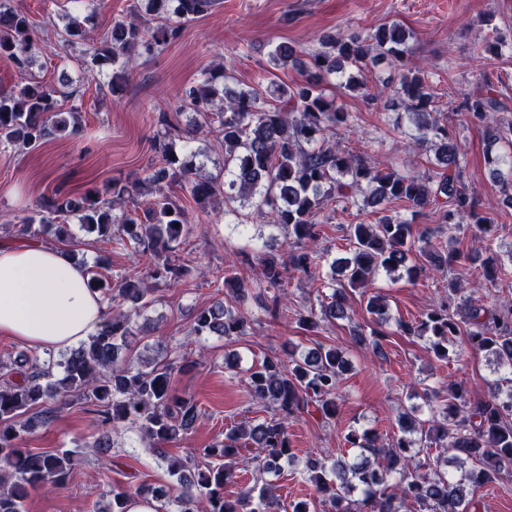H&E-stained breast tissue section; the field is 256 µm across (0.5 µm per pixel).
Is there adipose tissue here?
I'll return each instance as SVG.
<instances>
[{
  "instance_id": "ef3b65f1",
  "label": "adipose tissue",
  "mask_w": 512,
  "mask_h": 512,
  "mask_svg": "<svg viewBox=\"0 0 512 512\" xmlns=\"http://www.w3.org/2000/svg\"><path fill=\"white\" fill-rule=\"evenodd\" d=\"M88 281L86 268L57 247L0 244V335L39 351L87 340L108 316Z\"/></svg>"
}]
</instances>
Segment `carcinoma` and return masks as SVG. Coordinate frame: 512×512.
Instances as JSON below:
<instances>
[{"label": "carcinoma", "instance_id": "cac0c4a2", "mask_svg": "<svg viewBox=\"0 0 512 512\" xmlns=\"http://www.w3.org/2000/svg\"><path fill=\"white\" fill-rule=\"evenodd\" d=\"M217 0H145L131 10L126 20H116L93 48L92 63L117 70L112 93L123 91L134 59L179 37L182 26L211 11ZM410 34L392 23L366 33L325 35L320 48L306 52L279 44L270 53L275 66H292L309 77L291 84L279 83L270 91L277 104L265 105L253 89L232 90L228 75L208 72L195 85L185 88L182 100L200 120L216 115L223 133L224 184L200 174L202 166L184 160L176 142L187 149L191 138L177 117L164 113L154 142L159 165L137 181L112 180L111 197L105 200L88 191L71 197L57 190L23 219L25 232L34 236L51 232L59 241L71 238L67 219L74 217L83 230L119 250L139 251L151 257L146 272L138 277L104 278L89 271L91 287L110 303L142 309L157 301V292L190 272L178 254L188 232L187 210L168 195L176 185L202 205L222 195L224 213L247 224L251 213L266 217L271 226L284 231L288 249L284 255L270 253L260 259L255 281L238 276L236 263L224 267L228 299H218L197 310L189 335H248L250 316L244 304L252 290L272 292L269 315L288 310L284 293L286 273L316 274L327 257L322 246V225L328 223V207L341 210L361 206L403 204L415 214L431 207L440 211L443 224L462 227L470 240L482 245L470 251L455 246L443 249L418 247L424 236L414 225L387 213L374 223L348 224L343 228L349 256L332 266L340 287L333 289L319 310L295 311L297 326L312 335L323 324L351 320L348 298L357 288H366L381 273L416 281L426 269L450 270L467 260L481 261L482 277L492 282L505 267L504 260L487 242L494 235V218L482 212L465 183L461 160L464 149L456 136L434 116L435 95L425 72L411 65ZM36 47L32 24L0 0V58L29 70L30 52ZM377 57L389 59L400 71L399 87L391 92L369 91L364 76L368 63ZM339 76L350 91H362L369 105L401 109L407 126L399 133L418 144H428L434 153L435 171L427 177L401 174L383 166L380 142L361 148L343 144L338 132L355 126V116L336 103L323 82ZM487 89L473 91L458 105L469 122L484 129L489 145L512 137V126L499 127L493 114L504 109L499 95ZM58 86H49L33 76L9 91L0 92V147L27 150L50 138L79 137L82 127L76 112L60 110ZM193 122L196 132L202 123ZM146 185L151 199L141 210H130L139 186ZM457 282L448 280L441 302L420 319L398 321L406 336L424 339L438 358L448 357L451 339L467 332L469 346L495 358L502 375L490 382L484 397L471 401L462 385L448 381L443 397L424 394L431 417L413 416L418 407L399 418V435L391 446L379 443L378 435L352 428L345 442L357 449L349 458L331 459L310 453L303 474L330 505L329 512H401L408 501L415 512H478L469 497V487L491 483L512 473V304L495 308L473 295L461 296ZM366 311L374 316L370 333L353 326L354 342L381 351L390 319L389 305L380 294L367 299ZM136 335L131 314L120 309L100 331L69 349L57 361L42 360L25 352L0 361V512H22L32 488L55 490L67 485L81 462L77 448L32 452L19 447L25 434L53 419L52 404L71 398L99 406L100 433L95 447H112L111 430L116 424L138 428L152 441L167 462L171 481L139 487L135 493L113 489L108 507L96 512H127V499L137 495L156 502V512H278L276 487L268 481L246 488L239 496H224V485L234 481L238 469L277 475L282 463L294 461L288 425L303 413L315 412L330 424L338 411V389L350 364L336 345L318 343L311 348L291 345L288 359L267 355L247 370L251 399L271 417L242 422L230 428L224 439L197 449L198 462L170 456L166 445L182 440L199 417L195 400L175 395L173 374L193 366L189 361H141L124 354L130 337ZM34 407L41 411L31 414ZM453 451L472 461L476 468L450 475L434 464L418 459L424 444ZM361 498H354L355 493Z\"/></svg>", "mask_w": 512, "mask_h": 512}]
</instances>
